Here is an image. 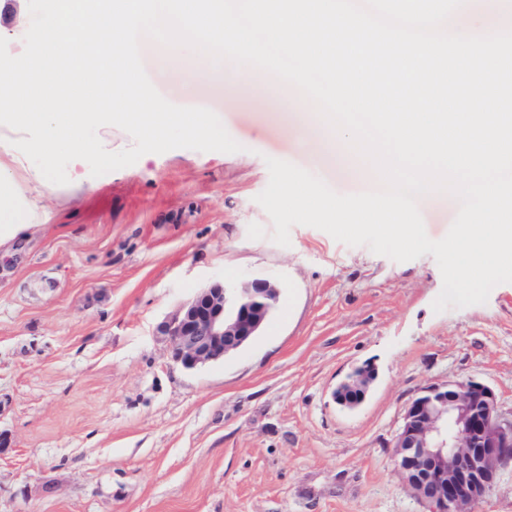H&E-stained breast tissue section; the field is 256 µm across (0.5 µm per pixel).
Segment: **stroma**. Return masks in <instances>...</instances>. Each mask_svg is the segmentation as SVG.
<instances>
[{"mask_svg":"<svg viewBox=\"0 0 512 512\" xmlns=\"http://www.w3.org/2000/svg\"><path fill=\"white\" fill-rule=\"evenodd\" d=\"M512 30V0H468L445 28ZM141 58L173 104L213 110L236 153L174 149L50 197L51 219L0 260V512H424L395 469L394 437L427 385L477 380L512 417V283L486 303L434 312L433 255L407 262L293 226L276 244L256 197L266 158L334 191L381 188L364 158L318 150L304 99L203 80L185 91ZM429 238L459 210L420 205ZM273 278L277 309L224 362H174L159 328L213 279ZM377 377L357 408L332 394L355 368Z\"/></svg>","mask_w":512,"mask_h":512,"instance_id":"obj_1","label":"stroma"}]
</instances>
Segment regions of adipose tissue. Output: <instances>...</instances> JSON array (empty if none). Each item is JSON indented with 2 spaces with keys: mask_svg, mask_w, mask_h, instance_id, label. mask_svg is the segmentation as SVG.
Segmentation results:
<instances>
[{
  "mask_svg": "<svg viewBox=\"0 0 512 512\" xmlns=\"http://www.w3.org/2000/svg\"><path fill=\"white\" fill-rule=\"evenodd\" d=\"M46 193L22 155L0 147V255L49 221Z\"/></svg>",
  "mask_w": 512,
  "mask_h": 512,
  "instance_id": "obj_1",
  "label": "adipose tissue"
}]
</instances>
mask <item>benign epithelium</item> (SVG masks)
<instances>
[{"label": "benign epithelium", "instance_id": "benign-epithelium-1", "mask_svg": "<svg viewBox=\"0 0 512 512\" xmlns=\"http://www.w3.org/2000/svg\"><path fill=\"white\" fill-rule=\"evenodd\" d=\"M278 300L279 289L268 278L216 280L180 305L160 331L175 362L200 368L248 345ZM374 379V368H358L333 399L354 408ZM394 448L400 481L426 512H475L512 462V419L501 416L495 392L484 383L432 384L409 403Z\"/></svg>", "mask_w": 512, "mask_h": 512}]
</instances>
